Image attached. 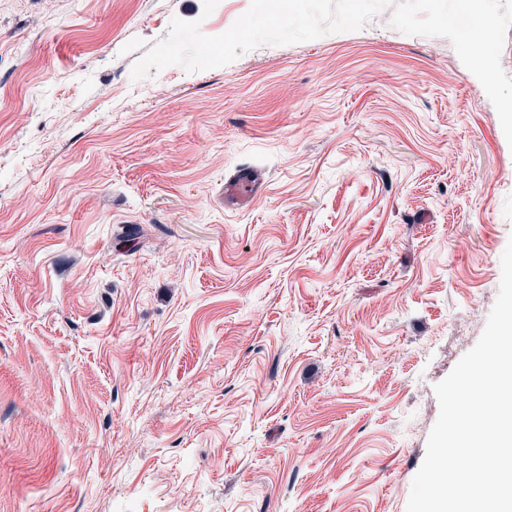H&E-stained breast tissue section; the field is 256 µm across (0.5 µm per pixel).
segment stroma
Returning <instances> with one entry per match:
<instances>
[{
  "mask_svg": "<svg viewBox=\"0 0 512 512\" xmlns=\"http://www.w3.org/2000/svg\"><path fill=\"white\" fill-rule=\"evenodd\" d=\"M280 2L0 0V512H406L512 240V0ZM487 24L486 21L480 20L477 23L476 31L471 39V48L477 73L488 77L490 74L488 57L485 52V44L487 42ZM262 183L253 171L238 170L225 181L224 198H231L238 205H247L258 195Z\"/></svg>",
  "mask_w": 512,
  "mask_h": 512,
  "instance_id": "35a3bbf8",
  "label": "stroma"
}]
</instances>
